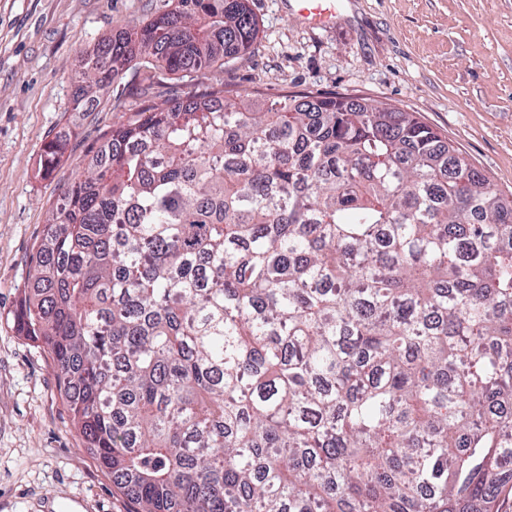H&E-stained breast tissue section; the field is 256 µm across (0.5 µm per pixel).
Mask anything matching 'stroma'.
<instances>
[{
	"label": "stroma",
	"instance_id": "obj_1",
	"mask_svg": "<svg viewBox=\"0 0 512 512\" xmlns=\"http://www.w3.org/2000/svg\"><path fill=\"white\" fill-rule=\"evenodd\" d=\"M252 51L191 77L128 70L86 112L73 109L85 51L172 0H0V512H137L86 448L50 355L14 323L46 218L113 123L220 83L266 98H367L415 113L504 197H512V0H344L313 27L286 0H249ZM68 132L61 163L42 145ZM65 140V136L57 135L42 146L39 157V169L45 175H48L61 162L64 156Z\"/></svg>",
	"mask_w": 512,
	"mask_h": 512
}]
</instances>
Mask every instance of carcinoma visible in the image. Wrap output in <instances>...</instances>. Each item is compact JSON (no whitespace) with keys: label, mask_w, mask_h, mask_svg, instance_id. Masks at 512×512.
Here are the masks:
<instances>
[{"label":"carcinoma","mask_w":512,"mask_h":512,"mask_svg":"<svg viewBox=\"0 0 512 512\" xmlns=\"http://www.w3.org/2000/svg\"><path fill=\"white\" fill-rule=\"evenodd\" d=\"M258 33L249 0H173L85 53L75 109L137 60L184 78ZM104 148L16 320L141 512H497L512 200L413 113L347 96L211 86Z\"/></svg>","instance_id":"cac0c4a2"}]
</instances>
